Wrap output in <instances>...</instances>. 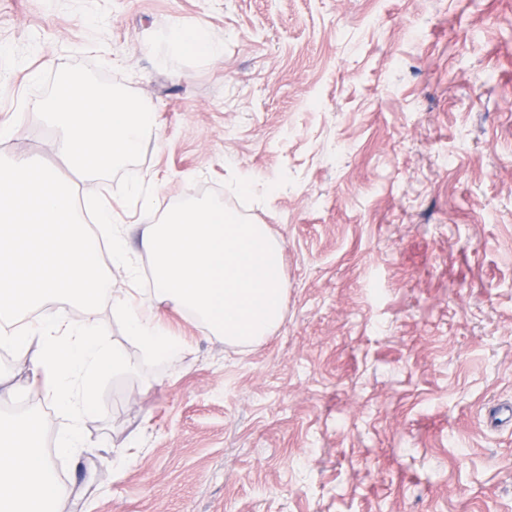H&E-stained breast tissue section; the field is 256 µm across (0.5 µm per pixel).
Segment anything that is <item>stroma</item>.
Masks as SVG:
<instances>
[{
	"label": "stroma",
	"instance_id": "1",
	"mask_svg": "<svg viewBox=\"0 0 512 512\" xmlns=\"http://www.w3.org/2000/svg\"><path fill=\"white\" fill-rule=\"evenodd\" d=\"M176 24L223 57L168 53ZM97 59L157 114L152 214L73 172L35 112L0 159L107 192L127 224L220 202L282 241L288 295L244 348L168 313L177 367L100 307L131 368L95 386L74 458L0 354L7 413L43 418L59 512H512V424L488 420L512 403V0H0V118L32 72Z\"/></svg>",
	"mask_w": 512,
	"mask_h": 512
}]
</instances>
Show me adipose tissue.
Listing matches in <instances>:
<instances>
[{
    "mask_svg": "<svg viewBox=\"0 0 512 512\" xmlns=\"http://www.w3.org/2000/svg\"><path fill=\"white\" fill-rule=\"evenodd\" d=\"M174 53L216 58L223 40L196 27H173ZM111 235L113 267L127 285L115 287L85 209ZM81 208L68 185L32 158L0 160V347L32 366V381L63 419L58 453L78 454L93 407L92 392L108 371L128 368L123 351L106 338L100 305H111L143 359L180 364L189 342L164 320L166 311L191 313L209 335L246 347L272 335L285 315L283 248L264 224H247L223 204L189 199L156 223H117L102 199ZM152 260L151 287L140 282V255ZM65 298L84 317L40 310ZM36 416L0 414V512H57L60 494L53 465L41 448Z\"/></svg>",
    "mask_w": 512,
    "mask_h": 512,
    "instance_id": "ef3b65f1",
    "label": "adipose tissue"
}]
</instances>
